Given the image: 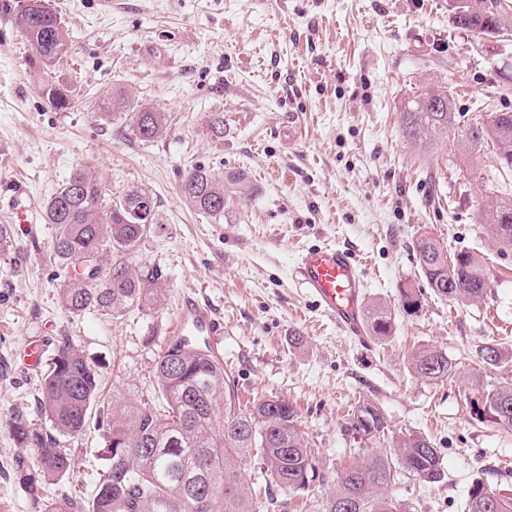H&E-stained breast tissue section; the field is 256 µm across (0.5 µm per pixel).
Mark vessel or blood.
Instances as JSON below:
<instances>
[{
	"mask_svg": "<svg viewBox=\"0 0 512 512\" xmlns=\"http://www.w3.org/2000/svg\"><path fill=\"white\" fill-rule=\"evenodd\" d=\"M294 272L322 313L356 340L365 341V283L358 261L348 248L329 244L310 248L299 256ZM177 319L175 333L179 336L223 328L208 306L195 301L185 302Z\"/></svg>",
	"mask_w": 512,
	"mask_h": 512,
	"instance_id": "b4317fda",
	"label": "vessel or blood"
}]
</instances>
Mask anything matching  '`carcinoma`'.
Returning a JSON list of instances; mask_svg holds the SVG:
<instances>
[{
  "mask_svg": "<svg viewBox=\"0 0 512 512\" xmlns=\"http://www.w3.org/2000/svg\"><path fill=\"white\" fill-rule=\"evenodd\" d=\"M452 23L478 35L512 32V0H448ZM15 22L31 49L32 67L49 74L69 56V33L46 0H26ZM44 94L58 110L70 107L72 91L49 80ZM135 135L143 141L156 138L165 128V113L153 106H139L125 113ZM456 127V111L448 91L431 86L408 101L402 116L405 140L428 149ZM490 146L500 168L512 172V111L490 112L470 124L460 141L466 153ZM242 203L250 192L245 181L230 177ZM203 167L190 170L180 184L181 195L198 211L212 217L224 214L226 183ZM153 208L150 220L137 222L133 215L144 203ZM153 197L130 187L112 197L106 183L91 168H77L44 207L46 223L54 225L53 252L60 266L59 297L74 314L93 310L113 318L132 309H151L161 301L164 271L157 265L135 262L140 241L157 229ZM493 242L512 247V198L490 197L484 205ZM422 276L431 292L451 302H476L489 288L483 255L465 251L448 256V249L431 235L416 240ZM112 257L111 270L120 276L79 272L87 258L101 263ZM404 312L416 314L422 293L400 289ZM392 312L375 302L366 308V331L376 340L389 336ZM483 362L497 365L505 358L496 344L479 350ZM412 372L427 381H443L455 372L448 356L423 349L410 360ZM154 396L118 393L101 404V383L96 367L82 348L64 336L41 375L37 411L46 415L52 429L24 422L15 425L20 444L38 450V464L17 460L19 483L33 496L42 484L67 474L71 449L63 439L85 433L91 416L106 407L104 446L99 449L105 469L88 507L73 499L51 503L47 512H263L267 504L252 492L244 465L255 460L262 476L280 487L306 491L316 480L315 449L308 447L295 406L278 397L248 406L236 405L224 364L195 336L175 340L158 358L154 369ZM482 389L471 416L495 428L512 432V383ZM224 416H219V405ZM346 430L360 440L386 443V450L365 458H352L340 469L336 491L324 512H407V507L387 495L400 469L426 483L441 481L440 451L425 436H393L380 409L364 399L349 415ZM465 512H512V492L498 490L481 478L472 481Z\"/></svg>",
  "mask_w": 512,
  "mask_h": 512,
  "instance_id": "1",
  "label": "carcinoma"
}]
</instances>
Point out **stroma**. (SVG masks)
I'll return each instance as SVG.
<instances>
[{
    "label": "stroma",
    "instance_id": "obj_1",
    "mask_svg": "<svg viewBox=\"0 0 512 512\" xmlns=\"http://www.w3.org/2000/svg\"><path fill=\"white\" fill-rule=\"evenodd\" d=\"M72 51L57 77L74 90L68 110L42 93L43 75L14 21L16 0H0V512H45L70 498L90 501L104 465L101 430L65 439L72 466L32 497L14 461L38 451L13 434L17 415L34 427L41 367L62 337L83 346L105 393L151 395L154 367L172 343L185 300L210 305L224 333L209 337L239 401L280 397L318 450L323 477L314 491L271 487L269 512H318L350 456L380 444L354 440L347 415L368 399L394 435L427 436L441 452L443 479L402 475L390 490L409 512H464L475 478L512 489V433L473 419L465 380L512 382V249L491 242L472 173L499 180L488 150L466 157L457 131L427 151L401 133V114L425 86L448 89L461 124L486 111H512V45L456 29L448 0H48ZM126 96L166 115L154 140L137 138L124 114L102 117L105 95ZM224 117L223 135L209 125ZM89 165L113 194L137 186L157 202V230L142 239L138 262L167 280L157 307L110 320L74 315L59 297L54 228L45 200ZM216 177L243 174L251 199L227 192L224 214L190 206L179 187L191 166ZM33 205L16 223L14 195ZM431 232L449 252L481 250L489 288L475 303L426 294L414 243ZM350 248L367 299L395 315L390 336L360 343L346 336L301 288L299 255L320 244ZM423 289L419 313L406 314L399 289ZM506 358L482 361L483 345ZM42 347L37 365L24 359ZM434 348L456 365L455 378L427 381L412 354Z\"/></svg>",
    "mask_w": 512,
    "mask_h": 512
}]
</instances>
